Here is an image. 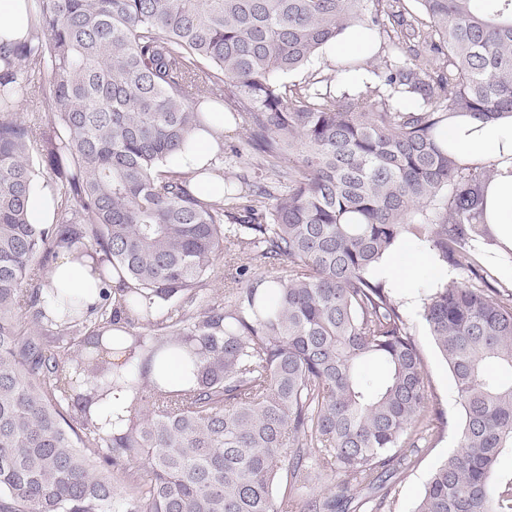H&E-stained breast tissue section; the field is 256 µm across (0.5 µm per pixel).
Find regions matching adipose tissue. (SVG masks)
I'll use <instances>...</instances> for the list:
<instances>
[{
	"label": "adipose tissue",
	"mask_w": 512,
	"mask_h": 512,
	"mask_svg": "<svg viewBox=\"0 0 512 512\" xmlns=\"http://www.w3.org/2000/svg\"><path fill=\"white\" fill-rule=\"evenodd\" d=\"M35 21L31 0H0V43L10 44L28 37ZM377 49L374 34L363 27L349 30L329 42L325 55L330 59L357 57L365 59ZM439 138L457 160L465 165L493 168L495 176L486 196V220L495 232L499 249L512 250V116L482 121L468 114H453L441 124ZM191 147L179 158V165L197 171L191 188L199 197L220 195L224 180L219 174L202 176L203 168L214 161L224 142V115L212 113L208 128L193 132ZM432 256L424 249L402 247L388 259L382 272L394 287H410L417 273L431 267ZM53 286L81 295L86 304L98 302L101 288L92 262L62 256L51 276Z\"/></svg>",
	"instance_id": "obj_1"
}]
</instances>
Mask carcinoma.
<instances>
[{"mask_svg": "<svg viewBox=\"0 0 512 512\" xmlns=\"http://www.w3.org/2000/svg\"><path fill=\"white\" fill-rule=\"evenodd\" d=\"M33 2V35L0 45V512L374 509L347 489H384L440 422L377 275L405 241L480 280L422 298L462 422L414 512H512V477L495 476L512 449V293L476 258L494 171L438 143L452 113L512 115V0H414L418 13L390 14L408 54L338 63L367 72L341 92L283 77L350 28L385 29L382 0ZM44 76L43 112L21 119ZM226 101L235 154L273 185L231 171L202 201L188 189L199 172L166 164ZM40 146L61 184L44 226L28 220ZM65 252L101 255L106 287L88 307L56 290L53 317L44 287ZM221 256L233 287L218 298ZM175 351L189 390L166 385ZM122 389L133 400L109 432L91 407ZM325 479L337 491L317 490Z\"/></svg>", "mask_w": 512, "mask_h": 512, "instance_id": "1", "label": "carcinoma"}]
</instances>
